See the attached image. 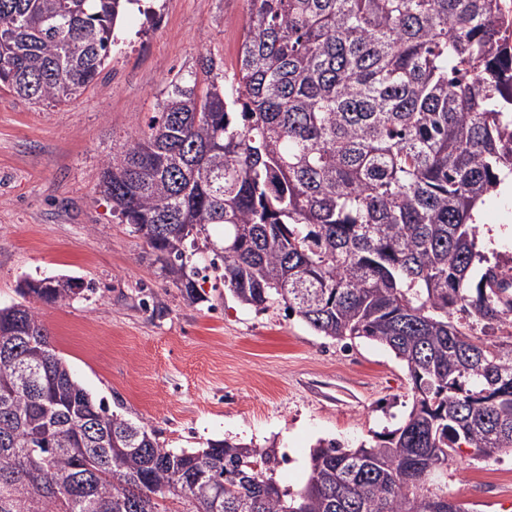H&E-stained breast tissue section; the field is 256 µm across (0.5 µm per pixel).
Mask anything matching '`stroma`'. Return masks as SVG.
Returning a JSON list of instances; mask_svg holds the SVG:
<instances>
[{"label": "stroma", "instance_id": "35a3bbf8", "mask_svg": "<svg viewBox=\"0 0 512 512\" xmlns=\"http://www.w3.org/2000/svg\"><path fill=\"white\" fill-rule=\"evenodd\" d=\"M245 12V0H142L77 99L35 105L0 84V305L19 302L23 278H79L78 298L40 312L95 399L168 448H276L288 458L275 478L296 490L319 440L355 446L404 418L406 368L377 343L318 335L284 306L241 305L202 245L201 298L189 300L100 187L104 161L145 128L178 70L204 57L235 68ZM441 481L466 512H512L511 455L461 446Z\"/></svg>", "mask_w": 512, "mask_h": 512}]
</instances>
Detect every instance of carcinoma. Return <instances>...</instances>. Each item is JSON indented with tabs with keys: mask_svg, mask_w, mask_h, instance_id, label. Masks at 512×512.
Returning <instances> with one entry per match:
<instances>
[{
	"mask_svg": "<svg viewBox=\"0 0 512 512\" xmlns=\"http://www.w3.org/2000/svg\"><path fill=\"white\" fill-rule=\"evenodd\" d=\"M134 2L0 0V82L71 100ZM246 2L236 70L176 72L103 191L189 298L203 234L241 304L386 346L410 410L374 444L319 442L292 492L273 448L173 450L95 401L23 303L84 283L26 278L0 307V512H465L436 473L463 443L512 454V332L475 333L512 329V267L470 284L474 211L512 174V0Z\"/></svg>",
	"mask_w": 512,
	"mask_h": 512,
	"instance_id": "cac0c4a2",
	"label": "carcinoma"
}]
</instances>
